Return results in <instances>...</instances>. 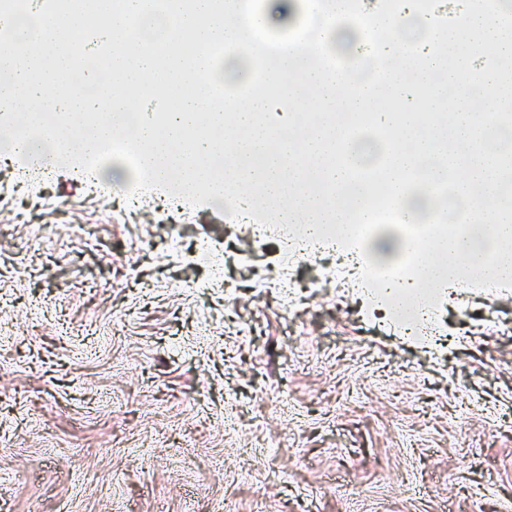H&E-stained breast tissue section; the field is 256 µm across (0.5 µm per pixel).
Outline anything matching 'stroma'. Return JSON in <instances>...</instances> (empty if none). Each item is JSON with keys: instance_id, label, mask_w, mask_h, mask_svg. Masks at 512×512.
Segmentation results:
<instances>
[{"instance_id": "stroma-1", "label": "stroma", "mask_w": 512, "mask_h": 512, "mask_svg": "<svg viewBox=\"0 0 512 512\" xmlns=\"http://www.w3.org/2000/svg\"><path fill=\"white\" fill-rule=\"evenodd\" d=\"M82 161L35 192L0 152V512H512V287L450 286L424 344L319 253L294 307L273 213L146 182L129 210Z\"/></svg>"}]
</instances>
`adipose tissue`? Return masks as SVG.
<instances>
[{
    "label": "adipose tissue",
    "instance_id": "1",
    "mask_svg": "<svg viewBox=\"0 0 512 512\" xmlns=\"http://www.w3.org/2000/svg\"><path fill=\"white\" fill-rule=\"evenodd\" d=\"M308 14L320 17L321 34L299 45L278 41L265 81L267 92L251 96L246 105L226 112L214 105L208 81L215 61L209 48L222 43L228 52L222 62L221 84L235 89L245 82L259 61L251 52L249 31L253 13L244 0H196L193 12L155 14L151 0H96L94 13L81 9L77 0L62 3L36 26L22 27L20 14L0 13V28L23 31L27 51L0 54V71L8 76L0 85V101L28 104L23 125L37 134L46 147L56 145L59 130H66L81 153L103 154L112 136L125 135L143 163L133 181L165 184L179 173L183 194L203 195L214 201L231 200L232 214L253 212L259 203L276 205V220L308 230L333 224L347 238H354V216L376 201L389 204L397 214L412 217V227L402 223L378 225L373 236L361 242L368 263L378 267L410 260L416 281L435 284L443 278L464 279L475 272L491 280L512 278V222L494 219L499 192L492 160L483 147V136L500 127L502 117L490 100L474 105L473 95L488 91L490 75L481 69L451 70L436 84L431 74L436 58L425 43L408 42L400 29L401 16L415 13V0H404L401 15L384 13L375 24L390 33V49L412 54L411 78L394 66L379 77L360 70L355 88L343 92L335 71L316 65L325 48L350 54L355 28L346 26V11L333 8ZM504 13L473 14L464 31L443 30L437 41L450 52L470 54L493 45L502 58H512V37L507 36ZM155 27L161 38L153 49L129 36L131 29ZM96 31L109 45L107 72L89 73L75 80L68 91L58 89V78L67 71L80 46L81 32ZM182 31L194 44L192 53L178 52L173 31ZM197 84L194 96L173 102L155 123L142 120L126 98L129 84L155 90L165 88L185 72ZM428 85L437 106H446L448 92L457 106L451 115L457 150L442 151L439 139L426 134L415 112L396 117L378 113L388 132L383 143L384 163L367 177L355 178L339 154L370 152L369 142L342 139L336 123L343 114L356 120L366 115L379 88L398 96L410 93L409 80ZM112 110L100 112L101 98ZM486 218V236L493 243L485 250L481 267H474L463 242L476 218ZM419 251L410 254V240Z\"/></svg>",
    "mask_w": 512,
    "mask_h": 512
}]
</instances>
